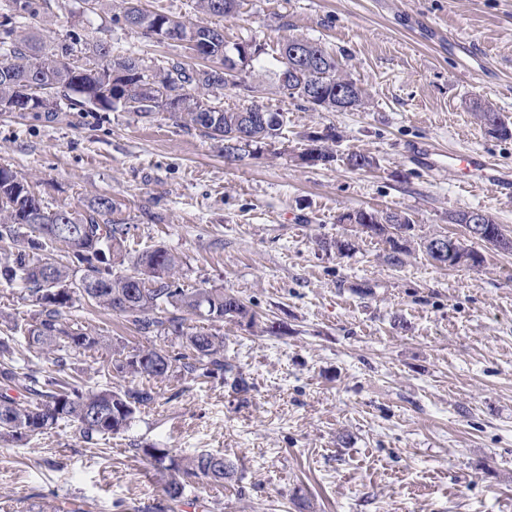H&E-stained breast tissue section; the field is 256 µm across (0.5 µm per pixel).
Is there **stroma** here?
Masks as SVG:
<instances>
[{
  "mask_svg": "<svg viewBox=\"0 0 512 512\" xmlns=\"http://www.w3.org/2000/svg\"><path fill=\"white\" fill-rule=\"evenodd\" d=\"M143 9L223 28L264 48L257 98L225 91L224 109L259 102L285 113L275 142L241 159L169 113L0 112V165L30 178L50 209L84 212L100 196L127 227L116 271L143 249L181 261L186 288L239 296L255 322L212 323L232 377L155 381L154 400L122 435L88 445L60 428L27 444L0 442V512H164L153 444L220 452L237 469L198 483L175 512H512V252L482 266L442 267L423 243L464 238L450 213L479 209L512 231V196L428 171L426 142L473 150L512 172V139L488 133L476 103L512 124V0H240L205 18L196 0H140ZM36 27L52 40L79 28L145 65L195 60L84 14L66 0ZM324 46L363 86L360 111L312 109L278 87L279 43ZM310 132L334 134L335 158L301 157ZM361 152L374 164L351 170ZM402 211L413 221L401 265L381 237L339 223L346 212ZM356 250L338 255L331 240ZM80 321L129 346L145 344L106 310Z\"/></svg>",
  "mask_w": 512,
  "mask_h": 512,
  "instance_id": "35a3bbf8",
  "label": "stroma"
}]
</instances>
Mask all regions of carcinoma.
Here are the masks:
<instances>
[{"label": "carcinoma", "instance_id": "1", "mask_svg": "<svg viewBox=\"0 0 512 512\" xmlns=\"http://www.w3.org/2000/svg\"><path fill=\"white\" fill-rule=\"evenodd\" d=\"M16 2L0 0V106L42 112L49 119L60 112H107L119 106L145 118L168 112L213 139L237 142L233 154L238 157L258 143L281 137L284 113L268 112L267 125L240 140L236 132L242 112L213 103L226 90L257 92L248 72L259 62L262 46L239 70L234 62L237 44H227L220 27L149 12L138 0H83L89 13L106 14L112 23L160 43L166 41V27H180L187 32L186 49L205 61L192 70L178 61L155 70L130 56L112 54L105 40L75 31L48 43L25 22L51 11L54 0H22L20 10ZM237 2L197 0V8L222 17L233 12ZM297 41L288 38L279 48L275 75H286V81L279 82L284 94L334 111L336 90L350 85V110L366 106L365 90L321 45L310 43L314 64L296 61L291 49ZM214 60L222 67L206 65ZM487 112L493 115L489 133L511 139L512 128L499 113L487 103L478 106V116ZM305 154L323 164L334 160L324 141L315 138L309 139ZM112 211L108 197L97 198L81 214L50 210L29 189L26 177L0 167V241L17 245V251L0 255V280L19 287L36 307L30 322L10 324L0 334V440L25 444L62 424L87 443L122 434L139 409L153 400V392L138 384L143 378L165 381L229 373L234 387L247 388L242 372L224 358V337L187 321L195 316L211 323L239 318L253 324L255 314L222 288H182L176 281L181 260L162 246L138 253L129 269L112 272V257L122 256L127 234L125 225L112 223ZM345 220L373 224L375 234L389 246L387 262L402 263L408 240L388 230L399 225L412 229L406 214L362 209L342 214L339 221ZM76 308L108 309L139 333H162L168 348H130L114 342L74 319ZM99 350L109 354L108 365L96 371L104 381L90 386L68 372V362ZM114 376L127 385L114 388ZM133 452L150 462L166 500L175 506L193 483H222L235 473L232 460L208 451L188 456L149 446Z\"/></svg>", "mask_w": 512, "mask_h": 512}]
</instances>
